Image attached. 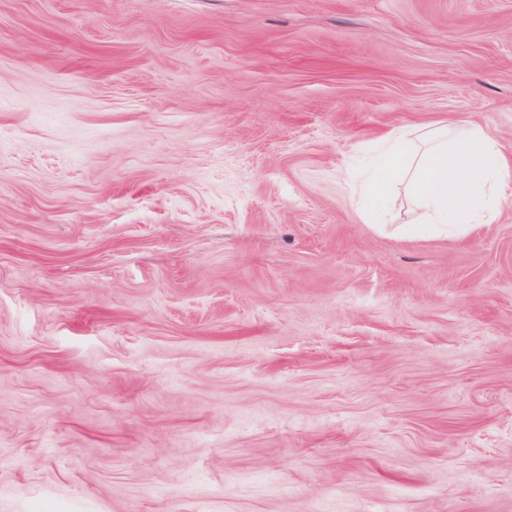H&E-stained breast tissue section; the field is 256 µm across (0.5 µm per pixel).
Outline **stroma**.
Instances as JSON below:
<instances>
[{
  "label": "stroma",
  "instance_id": "1",
  "mask_svg": "<svg viewBox=\"0 0 512 512\" xmlns=\"http://www.w3.org/2000/svg\"><path fill=\"white\" fill-rule=\"evenodd\" d=\"M445 122L512 0H0V512H512V194L361 210Z\"/></svg>",
  "mask_w": 512,
  "mask_h": 512
}]
</instances>
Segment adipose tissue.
<instances>
[{"label":"adipose tissue","instance_id":"adipose-tissue-1","mask_svg":"<svg viewBox=\"0 0 512 512\" xmlns=\"http://www.w3.org/2000/svg\"><path fill=\"white\" fill-rule=\"evenodd\" d=\"M404 178L419 223L438 234H465L496 220L503 192L512 185V163L475 127L425 134L409 129L383 141L363 185L366 207L388 213L391 189Z\"/></svg>","mask_w":512,"mask_h":512}]
</instances>
